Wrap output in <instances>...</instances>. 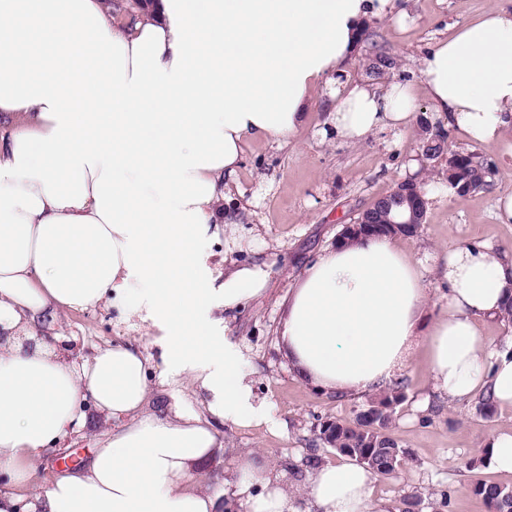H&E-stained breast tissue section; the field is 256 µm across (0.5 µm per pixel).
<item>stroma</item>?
Segmentation results:
<instances>
[{"instance_id": "35a3bbf8", "label": "stroma", "mask_w": 512, "mask_h": 512, "mask_svg": "<svg viewBox=\"0 0 512 512\" xmlns=\"http://www.w3.org/2000/svg\"><path fill=\"white\" fill-rule=\"evenodd\" d=\"M405 27L388 20H372V42H357L345 75L365 81V68L374 49L391 55L399 64L398 76L418 72L428 48L454 27L478 18L485 10L512 11V0H401ZM330 88L310 94L309 119L283 144L251 139L243 147L241 167L225 190L224 206L238 216L204 248L216 271L263 265L268 273L266 291L237 311L225 333L226 342L243 355V367L253 381L255 396L266 403L268 427L253 430L232 423L219 424L224 441L214 458L194 475V482L209 492L223 493L224 471L238 454L261 452L269 468L282 472L298 512L312 505L304 486L313 462H333L335 449L315 445L321 422L354 421L367 396H339L301 383L291 372L279 342L281 303L305 269L336 244L346 224L375 199L389 194L407 176L409 163H421L426 180L427 212L418 236L402 237L409 250L432 249L445 254L453 246L482 243L512 254V223H500L496 201L512 194V157L498 148H481V155L497 169L493 190L448 199V158L422 160L419 123L397 132L384 130L359 145L321 140L330 110ZM40 335L53 337V350L84 357L118 339L135 340L155 359L149 406L166 412L169 405L204 412L207 396L195 387L166 381L160 364L157 332L125 310L99 303L82 312L57 311ZM405 399L396 408L389 434L408 456L398 473L377 478L376 492L389 499L394 512H403L405 499L420 498L419 512H488L482 498L471 493L478 482L512 488V474L494 470L482 461L487 438L512 428V411L479 413L476 403L448 407L432 390L424 363L404 368ZM109 428L101 416L90 427L61 442L37 470L46 482L62 469L85 466L100 435Z\"/></svg>"}]
</instances>
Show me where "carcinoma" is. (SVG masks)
I'll return each instance as SVG.
<instances>
[{
  "label": "carcinoma",
  "instance_id": "obj_1",
  "mask_svg": "<svg viewBox=\"0 0 512 512\" xmlns=\"http://www.w3.org/2000/svg\"><path fill=\"white\" fill-rule=\"evenodd\" d=\"M395 62L387 56H377L367 68V75L381 80L390 75ZM448 138V132L442 126L432 128L423 138V148L435 158L442 154ZM476 156L464 155L454 163L455 174L452 182L458 188L460 196L480 191H490L495 185L496 171L488 174L474 166ZM404 399V392L393 388L390 392L371 400L356 416L353 423H341L328 420L321 424L317 438L340 454L350 455L365 465L386 476L398 470L407 456V451L392 439L388 430L394 418L396 407ZM471 491L482 497L489 512H512V489L495 483H477Z\"/></svg>",
  "mask_w": 512,
  "mask_h": 512
}]
</instances>
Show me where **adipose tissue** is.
Masks as SVG:
<instances>
[{
  "label": "adipose tissue",
  "mask_w": 512,
  "mask_h": 512,
  "mask_svg": "<svg viewBox=\"0 0 512 512\" xmlns=\"http://www.w3.org/2000/svg\"><path fill=\"white\" fill-rule=\"evenodd\" d=\"M395 0H155L120 27L102 0H0V473L17 488L93 400L112 427L88 464L0 512H223L192 482L217 423L268 425L216 310L261 295L268 274L214 275L201 248L248 139L287 142L311 90L341 73L365 21ZM436 117L512 154V13L487 10L422 62ZM416 89L337 82L321 137L360 144L414 119ZM448 307L430 318L424 264L388 235L325 250L285 300L280 337L297 377L342 396L389 391L418 350L455 405L491 394L512 409V351L478 325L512 296V256L449 250ZM162 331L164 367L209 395L205 413L146 411L152 359L133 342L67 359L24 345L46 313L103 300ZM351 458L311 469L317 512H391ZM227 485L247 512H296L278 476L240 455Z\"/></svg>",
  "instance_id": "ef3b65f1"
}]
</instances>
